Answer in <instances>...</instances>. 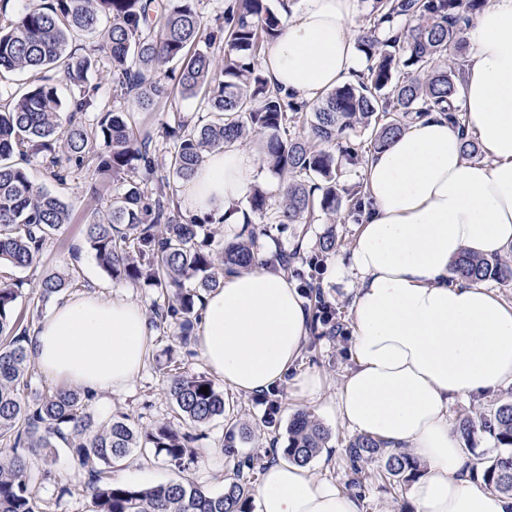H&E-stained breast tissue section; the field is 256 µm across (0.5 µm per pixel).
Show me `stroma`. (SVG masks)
Listing matches in <instances>:
<instances>
[{
	"label": "stroma",
	"mask_w": 512,
	"mask_h": 512,
	"mask_svg": "<svg viewBox=\"0 0 512 512\" xmlns=\"http://www.w3.org/2000/svg\"><path fill=\"white\" fill-rule=\"evenodd\" d=\"M97 60V68L91 76L90 83L97 88L100 106L128 112L136 132L150 134L154 142H157L155 161L163 163L169 157L166 147L161 144L164 124L172 122L174 115L177 114L188 120L197 118L203 110L200 98L177 92L159 110L143 111L134 99L113 97L112 86L104 79L110 62L103 53L98 55ZM25 166L37 187L58 194L64 200L69 208L70 219L46 242L43 255L37 264L22 270H7V277L23 283L22 294L18 300V309L21 313L38 320L51 312L52 303L40 301L35 291L36 284L45 274L51 272L75 279V288L67 292L71 298L90 293L104 299L124 295L146 311L151 310L154 305L163 303L164 297L156 289L136 288L127 282L111 279L102 270L85 243V224L91 221L95 212L105 208L112 195L121 191V181H110L106 192L96 199L89 193L91 173L86 169L70 168L67 183L61 186L44 168L41 159L28 160ZM330 229L336 233L339 252H347L353 240L355 226L351 218L344 214L339 215L333 223L323 219L309 225L306 236L300 241L294 239L290 233L273 228L258 236L257 242L262 246L271 243L287 251L296 247L302 256L307 257L314 253L319 236ZM172 334V328H155L141 373L124 390L106 391L96 396L91 406L95 420L105 421L120 412L128 414L139 427L173 419L174 405L162 384V369L167 362ZM347 345V338H326L320 341L313 355L303 356L298 361V371H319L325 377L328 389L320 405L315 406L308 404L292 387H285L280 423L274 428L263 427L265 405L258 396L238 394L226 389L221 378H214L216 389L224 393L228 410L225 416L215 418L203 427L197 443L200 455L189 469L193 480L211 491L223 490L224 480L231 474L228 459L224 454V434L230 424L244 426L251 431L248 438L236 441L240 454H262L271 446L283 444L291 416L301 409L319 415L321 423L331 431L328 447L311 462V471L316 476L334 479L340 485L345 484L348 470L342 448L352 432L335 417L320 415L319 409L334 404L339 384L350 365L346 356ZM51 471L52 474L48 477L36 470L31 473L42 512H92L90 493L80 481L77 466L67 444H59ZM174 475L175 471L168 461L163 456L151 452L133 455L125 465L112 470L113 481L142 487L168 481ZM64 486L69 489L65 495L60 492ZM362 499L364 512H413L414 509L405 492H394L388 482L381 479L369 482Z\"/></svg>",
	"instance_id": "1"
}]
</instances>
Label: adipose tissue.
<instances>
[{
	"label": "adipose tissue",
	"instance_id": "ef3b65f1",
	"mask_svg": "<svg viewBox=\"0 0 512 512\" xmlns=\"http://www.w3.org/2000/svg\"><path fill=\"white\" fill-rule=\"evenodd\" d=\"M357 11L358 0H299L260 59L269 85L311 101L354 80L366 67ZM464 37L469 53L453 105L465 129L437 113L372 154L364 178L371 206L347 258L327 270L352 292V365L335 413L417 458L422 471L406 491L416 512H512V496L484 485L448 420L455 399L512 385V304L453 273L464 251L512 248V0H486ZM468 135L483 160L465 156ZM257 165L256 154L233 144L209 154L179 194L182 211L236 226ZM308 320L287 273L259 264L205 295L197 348L237 393L260 395L290 377L317 401L321 374L292 372ZM151 334L128 297L87 295L42 318L29 350L50 380L119 391L140 372ZM252 502L253 512H362L357 495L283 458L261 471Z\"/></svg>",
	"mask_w": 512,
	"mask_h": 512
}]
</instances>
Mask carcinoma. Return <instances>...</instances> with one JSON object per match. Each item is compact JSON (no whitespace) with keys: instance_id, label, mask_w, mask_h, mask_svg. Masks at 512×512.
Masks as SVG:
<instances>
[{"instance_id":"cac0c4a2","label":"carcinoma","mask_w":512,"mask_h":512,"mask_svg":"<svg viewBox=\"0 0 512 512\" xmlns=\"http://www.w3.org/2000/svg\"><path fill=\"white\" fill-rule=\"evenodd\" d=\"M201 0H46L43 7L23 10L16 20L0 26V78L17 70L42 73L58 69L71 91L63 107L58 87L43 79L19 96L0 105V265L24 269L36 263L47 240L69 221V209L59 197L35 189L26 168L12 162L42 157L54 167L53 176L66 181L68 168L55 156L63 142L66 161L91 166L96 176L123 180V191L102 215L87 224L85 239L104 271L113 279L139 287L157 288L167 299L153 308L152 325L178 329L179 347L190 345L199 319L202 294L221 287L224 275L251 267L258 259L256 232L246 223L224 241L221 258L212 248L218 231L209 229L213 218L185 219L174 205L170 178L190 180L206 154L234 144L254 133L262 138L268 168L288 173L283 202L276 208L266 193L253 189L250 211L268 217L282 229L294 224V234H306L305 225L321 212L336 220L341 208L355 217L363 214V183H341L342 162L356 166L399 134L410 123L436 109L448 121L465 129L464 119L451 108L458 93L459 66H441L448 49L462 52L466 14L482 0H374L369 26L357 47L370 62L355 83L334 88L313 103L297 102L271 88L260 67L264 44L280 31L281 17L266 0H235L224 15L219 32L206 29ZM112 18L103 50L111 68L113 92L136 98L153 111L167 102L174 89L204 93L207 112L193 123L181 118L163 127L172 143L169 171L153 188L139 173L154 174L153 139H139L125 112L99 111L89 73L95 54L68 51L75 32L97 27L100 14ZM407 20L401 34H379L385 23ZM222 37V55L212 46ZM67 111L66 120L61 113ZM98 113L94 126L77 115ZM302 123L304 134L291 136L288 128ZM369 132L366 140L340 148L351 131ZM336 237L319 239L318 249L303 267H296L300 248L276 251L264 263L278 265L302 280L313 302L308 351L323 338L341 334V316L318 282L324 258L336 251ZM453 271L469 283L512 281V259L463 254ZM191 281L194 287H186ZM21 283L0 281V512H38L31 483L34 460L50 473L57 441L68 443L78 470L92 489L93 512H248L252 480L262 466L259 456H240L235 428L224 435V451L233 461L232 474L221 492H212L183 475L195 462L198 449L192 430L226 412L224 394L204 374L180 371L170 357L163 372L165 389L175 405L177 422L150 427L130 423L125 414L97 422L89 406L95 395L76 388L57 389L30 397L35 374L28 348L29 320L17 310ZM72 287L61 274L38 284L40 298L48 301ZM208 387V393L200 392ZM283 389L263 396V423L279 421ZM466 438L480 431L496 444V453L481 469L484 483L512 495V401L493 412L465 418L458 424ZM331 432L307 411L296 412L288 424L282 454L307 465L326 447ZM164 456L182 476L164 484L139 487L112 481L109 470L122 465L134 452ZM350 478L345 489L364 493L369 478L365 466L381 464L379 476L394 485L408 484L421 472L420 463L406 452L388 451L377 438L359 435L344 445Z\"/></svg>"}]
</instances>
